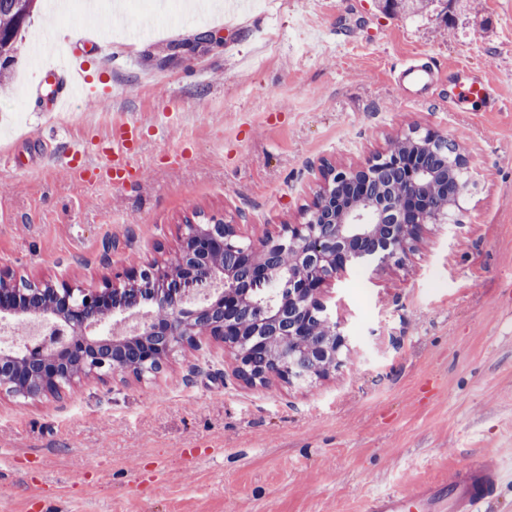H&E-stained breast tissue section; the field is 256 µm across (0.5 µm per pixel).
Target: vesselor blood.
Segmentation results:
<instances>
[{
	"label": "vessel or blood",
	"mask_w": 512,
	"mask_h": 512,
	"mask_svg": "<svg viewBox=\"0 0 512 512\" xmlns=\"http://www.w3.org/2000/svg\"><path fill=\"white\" fill-rule=\"evenodd\" d=\"M81 76L77 69L46 70L43 80L53 87L49 96L53 109L68 106L73 85ZM401 79L406 84L426 89L433 84L435 71L424 64L412 62L403 66ZM489 93L488 83L471 79L456 82L451 97L458 102H474L486 99ZM137 136L136 125L123 123L113 126L110 136L97 146L100 155L97 167L88 168L78 151L65 154L61 164L76 180L105 179L115 185L124 184L133 172L130 155ZM511 479V462L491 464L479 458L457 466L447 481L425 484L407 493L372 494L367 501L366 512H482L499 485Z\"/></svg>",
	"instance_id": "1"
}]
</instances>
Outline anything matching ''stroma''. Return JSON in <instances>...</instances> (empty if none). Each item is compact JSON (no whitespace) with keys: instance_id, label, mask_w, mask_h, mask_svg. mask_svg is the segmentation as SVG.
<instances>
[{"instance_id":"35a3bbf8","label":"stroma","mask_w":512,"mask_h":512,"mask_svg":"<svg viewBox=\"0 0 512 512\" xmlns=\"http://www.w3.org/2000/svg\"><path fill=\"white\" fill-rule=\"evenodd\" d=\"M121 18L104 10L87 28L40 0L18 42L0 93V153L13 156L0 268L17 279L91 287L173 259L196 212L258 239L301 221L322 163L367 161L414 128L457 144L469 185L414 252L328 282L352 349L327 377L252 387L204 337L140 380L39 399L0 389V512H365L373 493L512 455V0L399 16L378 0H243ZM52 32L89 79L63 112L36 88ZM204 32L213 41L194 47ZM410 59L436 70L427 90L400 82ZM460 70L498 104L455 106ZM121 122L140 130L139 180L83 183L58 165Z\"/></svg>"}]
</instances>
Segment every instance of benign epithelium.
Listing matches in <instances>:
<instances>
[{
  "label": "benign epithelium",
  "instance_id": "7a95c632",
  "mask_svg": "<svg viewBox=\"0 0 512 512\" xmlns=\"http://www.w3.org/2000/svg\"><path fill=\"white\" fill-rule=\"evenodd\" d=\"M403 142V151L385 150L364 164H323L306 220L256 241L223 219L181 225L176 278L167 260L155 259L126 269L119 282L105 275L97 288L51 279L24 304L12 273L1 269L0 317L32 314L53 329L19 351L0 348V383L35 398L91 376L142 379L200 336L224 343L236 377L250 386L307 381L316 350L329 352L320 365L329 372L341 363L348 337L326 304L328 281L356 266L389 263L411 250L427 225L441 222L440 186L421 158L447 139L414 130ZM385 163L406 169L414 193L370 191ZM288 252L292 268L284 265ZM271 287L275 303L256 306Z\"/></svg>",
  "mask_w": 512,
  "mask_h": 512
}]
</instances>
